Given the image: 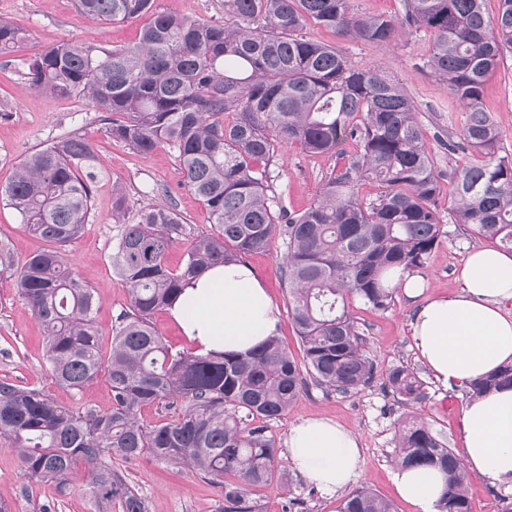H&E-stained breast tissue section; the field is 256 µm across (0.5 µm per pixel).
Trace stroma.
Listing matches in <instances>:
<instances>
[{"label": "stroma", "instance_id": "obj_1", "mask_svg": "<svg viewBox=\"0 0 512 512\" xmlns=\"http://www.w3.org/2000/svg\"><path fill=\"white\" fill-rule=\"evenodd\" d=\"M0 17L23 28L27 38L17 52L0 56V191L11 182L17 164L54 142L75 132L95 146L99 176L92 189V212L84 234L66 248L69 265L93 289L99 300L95 321L102 334L103 348H110L112 325L128 304V287L112 269V252L120 232L112 222V187L122 185L128 203L137 208L157 201L173 203L186 227L183 237L166 255L170 268L181 266L187 250L200 236L211 232L208 214L198 199L182 184L177 156L161 147L148 155L112 141L98 112L80 96L55 97L32 88L24 77V63L47 47L62 41H78L119 47L138 41V21L105 24L80 13L74 0H0ZM309 34L343 49L358 64H377L395 77L412 99L430 145L459 133L464 114L447 84L425 68L433 37L430 32L403 28L396 40L385 44L348 41L333 30L309 26ZM483 106L496 122L500 142L512 152V53L506 54L498 71L487 81ZM335 161L309 156L296 148L280 150L270 170L273 189L283 205L301 211L315 199ZM444 234L419 275L427 282L426 296L459 292L457 272L468 252L488 246L468 226L444 222ZM0 239L10 242L15 255L25 258L40 243L25 230L19 214L0 199ZM286 244L275 238L265 252L245 255L278 305V337L292 353L300 345L288 312V290L282 276ZM415 307L403 291H396L387 310L373 311L353 302L351 311L367 339V353L376 367L373 382L346 396L310 387L284 416L267 421V433L283 443L289 428L309 417H327L352 431L360 440L362 461L354 486H367L389 499L396 512H417L403 500L394 482V437L397 422L404 416L428 424L447 441L455 455L463 453L462 413L467 399L461 389H444L417 359L411 337L410 319ZM44 341L39 325L26 301L18 294L14 277H0V379L43 389L65 405L106 409L111 393L105 382L83 391L55 383L45 367ZM414 368L424 384V400L403 403L386 385L387 372L399 365ZM128 483L148 497L152 512H214L223 488L201 475L181 470L144 456L120 463ZM285 482L253 487L249 495L261 512H337L338 503L321 495L298 474L288 461L279 464ZM473 512H512V492L493 485L477 473L469 475ZM55 512H95L82 478H75L65 495L54 485L32 484L10 442L0 440V512H43L48 503Z\"/></svg>", "mask_w": 512, "mask_h": 512}]
</instances>
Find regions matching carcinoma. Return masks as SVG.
Returning <instances> with one entry per match:
<instances>
[{"label": "carcinoma", "instance_id": "carcinoma-1", "mask_svg": "<svg viewBox=\"0 0 512 512\" xmlns=\"http://www.w3.org/2000/svg\"><path fill=\"white\" fill-rule=\"evenodd\" d=\"M484 0H407L405 23L433 35L426 65L448 83L466 119L448 153L464 161L440 173L415 106L378 65H357L338 47L308 35L310 24L353 40L392 41L402 23L359 15L351 0H224V22L153 9V0H76L104 23L146 19L139 41L118 48L61 42L27 65L25 77L45 93L84 97L105 113L106 133L136 153L167 146L183 185L207 210L211 233L195 240L176 270L165 256L184 234L167 202L131 208L112 187V221L122 225L114 272L129 286V304L112 325L103 352L94 322L96 298L69 267L65 247L84 233L97 179L92 143L67 134L21 160L4 190L26 230L49 247L16 262L0 241V275L20 266L16 287L38 320L44 359L58 384L82 391L105 376L106 410L64 406L36 387L0 380V438L19 448L31 480L64 494L84 466L97 512H150L149 500L112 465L149 456L205 475L224 487L215 512H261L246 487L281 481L278 451L264 423L277 419L315 385L349 395L369 385L375 366L350 311L391 306V273L425 264L443 234V213L455 224L512 251V153L482 107L487 79L512 50V0L495 16ZM25 34L0 18V54L17 51ZM314 201L287 212L269 194L270 165L282 148L336 156ZM369 185L373 192L365 194ZM281 236L283 276L303 363L273 336L241 353L175 351L153 316L182 284L206 268L267 250ZM387 384L403 401L424 398L413 369H391ZM512 385V364L464 386L469 399ZM181 407L147 427L142 407ZM394 464L432 466L445 476L441 512H472L468 475L439 433L402 420ZM232 475L233 481L225 480ZM339 512H395L364 487Z\"/></svg>", "mask_w": 512, "mask_h": 512}]
</instances>
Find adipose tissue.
<instances>
[{
  "mask_svg": "<svg viewBox=\"0 0 512 512\" xmlns=\"http://www.w3.org/2000/svg\"><path fill=\"white\" fill-rule=\"evenodd\" d=\"M459 292L421 298L416 275L398 286L418 298L410 326L417 355L442 386H460L512 362V253L471 251L458 274ZM198 352H245L275 335L279 310L251 266L215 265L186 285L168 309ZM464 461L491 483L512 491V386L495 389L463 409ZM293 468L325 497L355 478L360 442L341 424L312 417L293 425L284 441ZM398 494L420 512H439L442 474L396 469Z\"/></svg>",
  "mask_w": 512,
  "mask_h": 512,
  "instance_id": "obj_1",
  "label": "adipose tissue"
}]
</instances>
